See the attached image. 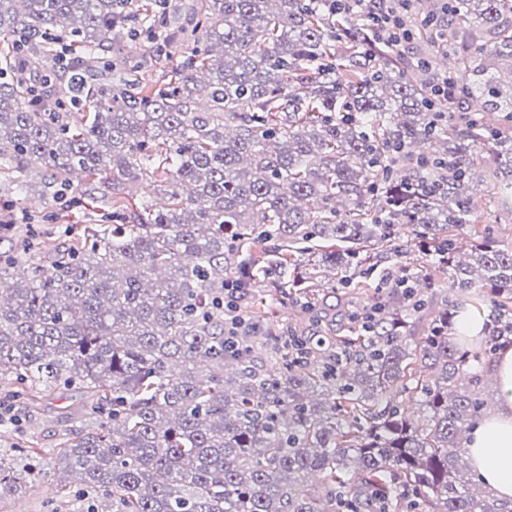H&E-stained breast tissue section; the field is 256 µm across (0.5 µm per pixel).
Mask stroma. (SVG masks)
<instances>
[{
    "label": "stroma",
    "mask_w": 512,
    "mask_h": 512,
    "mask_svg": "<svg viewBox=\"0 0 512 512\" xmlns=\"http://www.w3.org/2000/svg\"><path fill=\"white\" fill-rule=\"evenodd\" d=\"M43 164L30 165L26 178L0 172V221L11 216H25V223L0 231V259L14 261L17 268L43 263L47 248L71 249L77 245V234L85 224L99 223L103 211L109 210L112 196L99 184L88 179L72 181L61 198L42 197ZM80 396L75 392H52L44 397L40 409L24 419L19 429L0 433V444L22 439H35L46 448L56 447L65 433L79 425L94 427V420L78 422L74 412ZM42 475L28 483L25 492L0 501V512H46L45 503L55 498L60 477L49 460L40 463Z\"/></svg>",
    "instance_id": "35a3bbf8"
}]
</instances>
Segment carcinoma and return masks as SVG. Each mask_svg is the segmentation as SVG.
I'll return each instance as SVG.
<instances>
[{"mask_svg":"<svg viewBox=\"0 0 512 512\" xmlns=\"http://www.w3.org/2000/svg\"><path fill=\"white\" fill-rule=\"evenodd\" d=\"M192 16L0 0V169L44 162L47 196L97 178L124 220L18 279L0 265V426L48 390L83 393L97 427L50 451L77 478L60 487L72 512H512L466 460L488 409L474 365L512 345V245L472 220L471 194L479 179L512 213V0H429L423 27L461 41L412 57L323 0ZM139 39L154 56L188 45L151 91L141 61L106 56ZM61 56L71 91L49 108L56 74L35 87L19 63ZM440 76L454 94H431ZM159 171L158 201L125 196ZM441 265L495 308L478 349L456 339V300L428 296ZM350 288L377 293L339 314L359 346L267 320L279 301L319 321ZM43 452L0 449V500Z\"/></svg>","mask_w":512,"mask_h":512,"instance_id":"obj_1","label":"carcinoma"}]
</instances>
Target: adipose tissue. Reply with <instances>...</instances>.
I'll return each mask as SVG.
<instances>
[{
    "label": "adipose tissue",
    "instance_id": "1",
    "mask_svg": "<svg viewBox=\"0 0 512 512\" xmlns=\"http://www.w3.org/2000/svg\"><path fill=\"white\" fill-rule=\"evenodd\" d=\"M499 388L496 407L472 432L468 444L475 470L500 498L512 501V346L491 365Z\"/></svg>",
    "mask_w": 512,
    "mask_h": 512
}]
</instances>
